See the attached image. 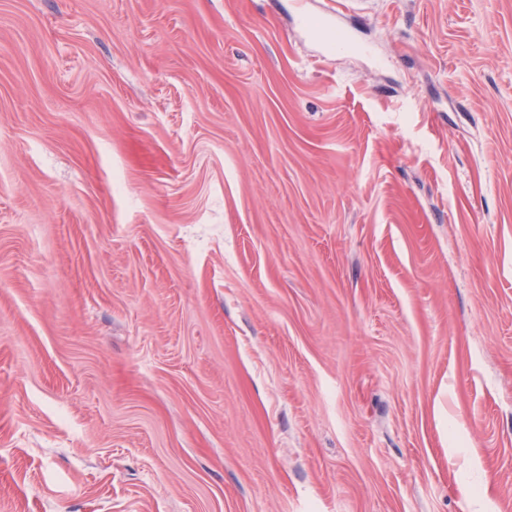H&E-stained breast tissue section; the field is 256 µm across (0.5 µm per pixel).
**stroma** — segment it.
<instances>
[{
  "label": "stroma",
  "mask_w": 512,
  "mask_h": 512,
  "mask_svg": "<svg viewBox=\"0 0 512 512\" xmlns=\"http://www.w3.org/2000/svg\"><path fill=\"white\" fill-rule=\"evenodd\" d=\"M0 512H512V0H0Z\"/></svg>",
  "instance_id": "35a3bbf8"
}]
</instances>
